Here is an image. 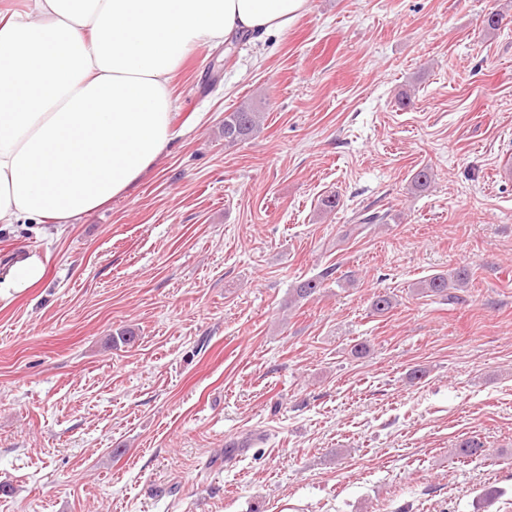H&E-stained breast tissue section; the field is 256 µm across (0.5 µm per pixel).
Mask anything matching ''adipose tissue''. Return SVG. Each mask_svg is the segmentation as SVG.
<instances>
[{
    "instance_id": "1",
    "label": "adipose tissue",
    "mask_w": 512,
    "mask_h": 512,
    "mask_svg": "<svg viewBox=\"0 0 512 512\" xmlns=\"http://www.w3.org/2000/svg\"><path fill=\"white\" fill-rule=\"evenodd\" d=\"M308 0H36L0 16V224H68L136 189L172 139L182 61L279 33Z\"/></svg>"
}]
</instances>
